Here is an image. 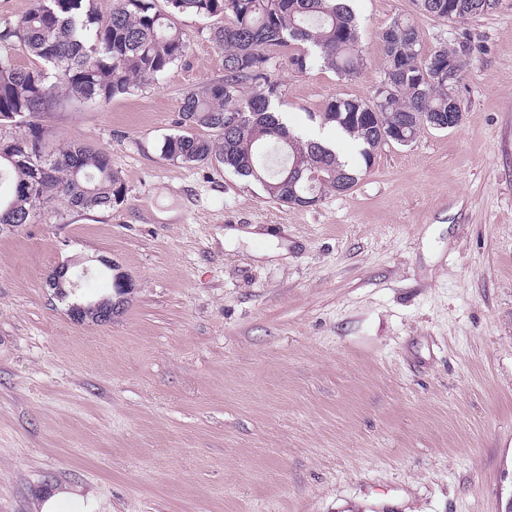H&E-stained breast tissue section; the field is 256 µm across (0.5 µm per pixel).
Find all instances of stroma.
<instances>
[{"label":"stroma","instance_id":"obj_1","mask_svg":"<svg viewBox=\"0 0 512 512\" xmlns=\"http://www.w3.org/2000/svg\"><path fill=\"white\" fill-rule=\"evenodd\" d=\"M365 64L288 66L277 111L334 135L329 99L368 100L382 31L413 0H353ZM186 59L109 103L59 100L50 146L106 151L124 204L0 231V512L79 488L94 512H505L512 500V0L419 17L423 48L468 42L463 119L383 147L349 191L268 199L218 163L162 158L183 94L222 79L208 20ZM256 227L254 240L228 229ZM112 261L105 274L103 261ZM77 297L129 288L111 322Z\"/></svg>","mask_w":512,"mask_h":512}]
</instances>
